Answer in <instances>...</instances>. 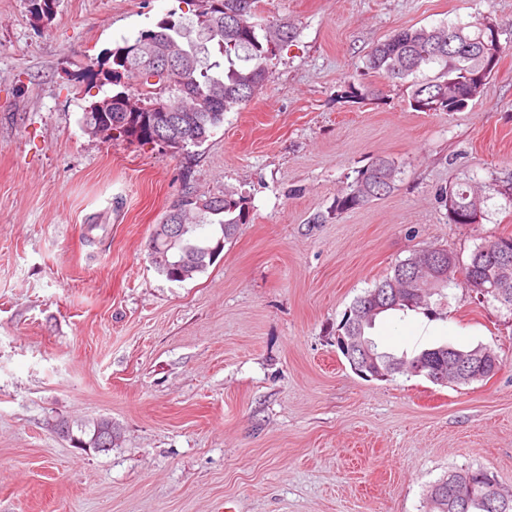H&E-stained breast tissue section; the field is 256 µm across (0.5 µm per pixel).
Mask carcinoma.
Instances as JSON below:
<instances>
[{"label": "carcinoma", "mask_w": 512, "mask_h": 512, "mask_svg": "<svg viewBox=\"0 0 512 512\" xmlns=\"http://www.w3.org/2000/svg\"><path fill=\"white\" fill-rule=\"evenodd\" d=\"M239 0H200L198 11L190 16L171 17L159 22L155 28L138 33L135 39L126 40L105 55L91 60L76 75V80L109 84L117 87L112 97H126L125 102L112 104V121L122 123V129L113 140L144 145L151 131L164 133L176 151L185 152L190 147L201 146L211 131L224 122V114L237 112L245 107L269 80L268 61L281 45L288 41V26L274 21L257 19L258 0H251L249 11L239 14ZM58 0H30L28 12L36 23H48L55 15ZM481 21L467 25H439L411 27L394 31L377 44L367 55L364 69L391 81L405 83L409 106L418 112L448 108V81L464 85L471 77L485 70V52L479 41ZM167 51L173 68L159 75L155 84L144 81L146 72L154 68L157 55ZM135 77L141 86L137 99L124 90V79ZM168 102L173 117L170 125L160 127L161 113L154 110L158 100ZM401 174L394 162L378 158L359 171L354 183L336 198L329 215L363 206L379 199L396 188ZM451 201L447 207L451 224L463 223V216L473 207L475 190L467 183L449 189ZM250 221L247 197L240 194L206 196L186 190L167 210L161 224L147 244L148 257L156 271L170 282L182 283L212 265L224 250V243L232 239L239 226ZM185 224L196 234L190 244L198 250H186L184 240L171 245L173 228ZM206 224H216L219 229L210 237L198 235ZM512 243V235L493 237L478 245L469 261L462 266L465 276L487 287L497 281L496 266L488 255ZM164 254L178 255V261L163 268L157 257ZM410 264L401 261L392 272L378 280L374 287L358 296L351 309L363 307L375 289L399 280ZM469 285L456 277V271L439 276L423 284V298L419 299L404 287L390 297L391 304L385 311L407 313L414 311L430 318L437 311L430 305V298L442 294L449 286ZM486 301L499 304V308L512 314V282L505 288H494ZM376 313H365L361 329L351 326V318L344 315L336 328L342 336H365L377 319ZM378 361L386 365L392 361L400 365L421 356L448 358V345L427 348L417 354L396 355L379 350ZM495 476L483 467L461 468L448 472V476L429 486L426 493L427 512H512V494L508 507L497 509V492L492 482ZM460 481L469 486L464 502L455 497L452 485Z\"/></svg>", "instance_id": "1"}]
</instances>
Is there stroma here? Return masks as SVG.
<instances>
[{
    "label": "stroma",
    "instance_id": "1",
    "mask_svg": "<svg viewBox=\"0 0 512 512\" xmlns=\"http://www.w3.org/2000/svg\"><path fill=\"white\" fill-rule=\"evenodd\" d=\"M193 0H59L49 25L0 0V512H425L427 487L483 466L512 491V315L448 288L434 319L388 314L399 354L494 350L490 379L368 381L334 343L354 299L420 246L468 259L512 234V207L477 224L442 202L461 182H512V0H261L293 27L271 77L199 147L104 142L81 117L111 86L90 59ZM495 23L504 48L458 112H417L363 72L402 28ZM369 86L364 95L348 84ZM396 189L323 224L375 158ZM247 196L218 259L175 283L146 245L185 187ZM111 419L108 451L56 420Z\"/></svg>",
    "mask_w": 512,
    "mask_h": 512
}]
</instances>
